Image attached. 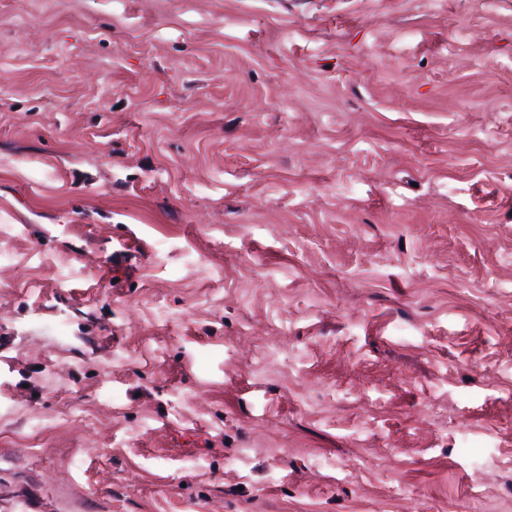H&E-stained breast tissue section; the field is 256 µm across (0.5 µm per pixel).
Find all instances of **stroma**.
Instances as JSON below:
<instances>
[{
  "label": "stroma",
  "mask_w": 512,
  "mask_h": 512,
  "mask_svg": "<svg viewBox=\"0 0 512 512\" xmlns=\"http://www.w3.org/2000/svg\"><path fill=\"white\" fill-rule=\"evenodd\" d=\"M410 507L512 512V0H0V512Z\"/></svg>",
  "instance_id": "35a3bbf8"
}]
</instances>
